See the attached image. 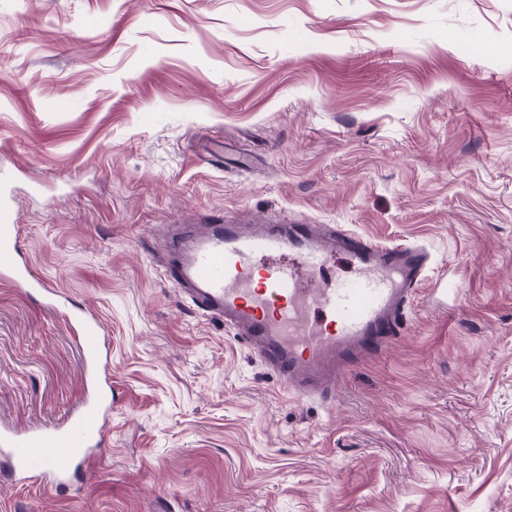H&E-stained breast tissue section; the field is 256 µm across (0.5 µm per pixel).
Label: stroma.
Listing matches in <instances>:
<instances>
[{
    "label": "stroma",
    "mask_w": 512,
    "mask_h": 512,
    "mask_svg": "<svg viewBox=\"0 0 512 512\" xmlns=\"http://www.w3.org/2000/svg\"><path fill=\"white\" fill-rule=\"evenodd\" d=\"M0 183L112 380L86 477L0 512H512V0H0ZM232 216L421 244L443 288L297 398L160 271L161 225ZM85 385L0 283V425Z\"/></svg>",
    "instance_id": "obj_1"
}]
</instances>
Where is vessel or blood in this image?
Segmentation results:
<instances>
[{"instance_id": "1", "label": "vessel or blood", "mask_w": 512, "mask_h": 512, "mask_svg": "<svg viewBox=\"0 0 512 512\" xmlns=\"http://www.w3.org/2000/svg\"><path fill=\"white\" fill-rule=\"evenodd\" d=\"M20 238L13 198L1 191L0 283L58 307L61 291L34 275ZM166 249L172 286L223 319L301 398L331 396L349 365L386 348L434 263L424 246L381 245L331 224H179ZM68 320L86 358L82 407L59 427H0V475L55 491L86 472L112 417L103 327L85 309Z\"/></svg>"}]
</instances>
